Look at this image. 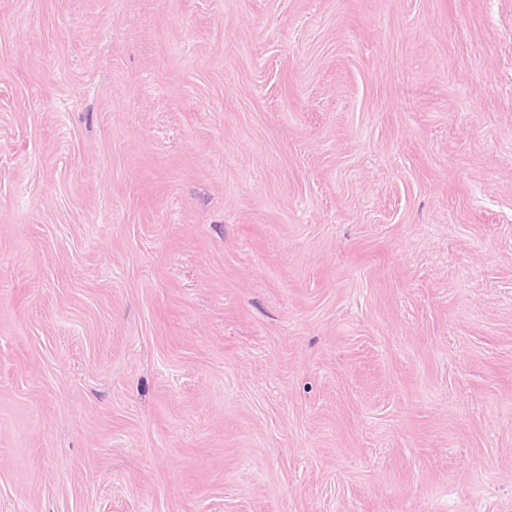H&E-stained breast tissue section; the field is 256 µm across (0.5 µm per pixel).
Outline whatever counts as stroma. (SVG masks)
<instances>
[{"instance_id":"stroma-1","label":"stroma","mask_w":512,"mask_h":512,"mask_svg":"<svg viewBox=\"0 0 512 512\" xmlns=\"http://www.w3.org/2000/svg\"><path fill=\"white\" fill-rule=\"evenodd\" d=\"M0 512H512V0H0Z\"/></svg>"}]
</instances>
